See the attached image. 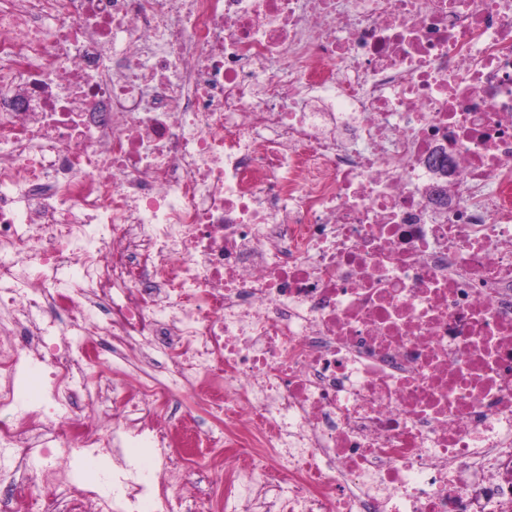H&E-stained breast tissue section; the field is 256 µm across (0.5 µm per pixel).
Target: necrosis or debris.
Masks as SVG:
<instances>
[{
    "mask_svg": "<svg viewBox=\"0 0 512 512\" xmlns=\"http://www.w3.org/2000/svg\"><path fill=\"white\" fill-rule=\"evenodd\" d=\"M185 398L193 512H512V0H0V459L164 512ZM168 421L172 434L177 441L180 438L184 426H196L202 430H207L211 425L207 419H204V414L195 413L190 416L184 405L176 415H174V413L169 415ZM111 467L110 463L96 460L91 456L81 457L76 464L71 482L83 489H97L106 493L110 490V485L105 482V475ZM202 460H198V462L195 465V468L192 469L189 474L187 473L188 477V485L185 486V492L191 491L194 489V491H204L210 493L214 498L215 497H221L224 494V482L218 480L217 482L208 483V479L206 478L205 470L200 468V463Z\"/></svg>",
    "mask_w": 512,
    "mask_h": 512,
    "instance_id": "4bbe7bcc",
    "label": "necrosis or debris"
}]
</instances>
